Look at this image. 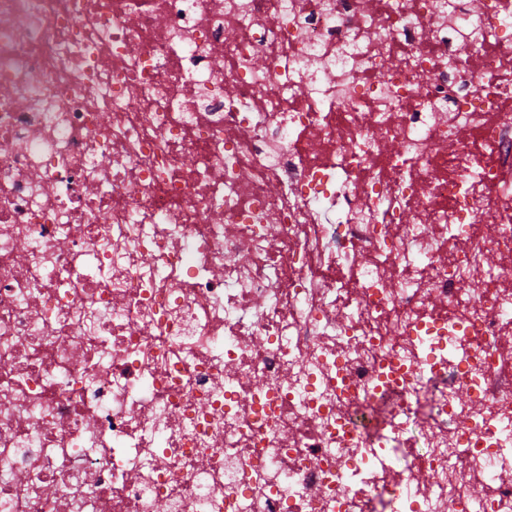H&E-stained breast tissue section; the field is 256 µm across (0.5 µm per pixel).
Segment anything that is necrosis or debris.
I'll list each match as a JSON object with an SVG mask.
<instances>
[{"label": "necrosis or debris", "instance_id": "obj_1", "mask_svg": "<svg viewBox=\"0 0 512 512\" xmlns=\"http://www.w3.org/2000/svg\"><path fill=\"white\" fill-rule=\"evenodd\" d=\"M511 181L512 0H0V512H512Z\"/></svg>", "mask_w": 512, "mask_h": 512}]
</instances>
